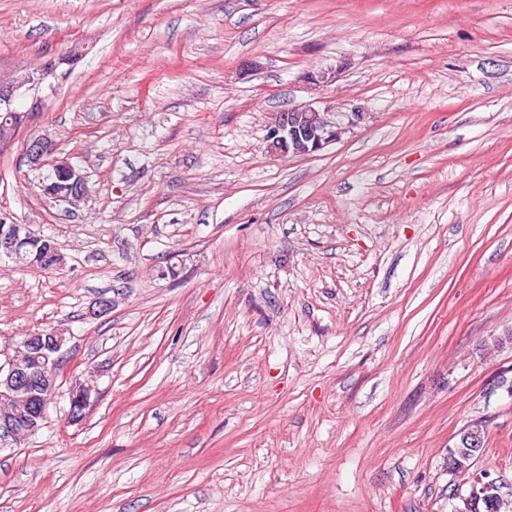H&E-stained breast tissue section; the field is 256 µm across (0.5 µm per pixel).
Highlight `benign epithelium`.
Listing matches in <instances>:
<instances>
[{
  "instance_id": "1",
  "label": "benign epithelium",
  "mask_w": 512,
  "mask_h": 512,
  "mask_svg": "<svg viewBox=\"0 0 512 512\" xmlns=\"http://www.w3.org/2000/svg\"><path fill=\"white\" fill-rule=\"evenodd\" d=\"M55 71L53 62H46L40 68L26 73L22 78L0 80V112H6L11 123V131L0 139V146L12 144L21 129L25 128L33 112L38 110V100H32L31 107L19 111L15 101L29 94ZM340 131L327 120L325 111L312 102L276 113L267 127L266 142L268 151L274 156H285L288 144L304 145V155H313L339 138ZM53 142L46 138H36L27 143L23 160L31 168H41L50 163L57 169L64 184L60 189L55 185L44 186V193L51 198L71 204L85 198L86 177L67 158H51ZM38 245L36 259L47 268H57L63 256L56 245L46 238L29 230L21 231L19 225L9 221L6 215L0 216V257L14 260L29 252V243ZM65 339L56 330L33 333L12 348L3 352L0 362V405L20 402L21 406L13 414H0V442L11 440L16 443L32 436L41 428L45 414L51 405L60 376L64 355L61 352ZM92 386L84 383L72 390V403L69 418L80 421L89 405ZM454 452L448 456V470L455 473L471 472L482 452L481 430L466 427L458 433ZM500 489L498 479L487 471L472 472V481L467 494H457L461 505L455 512H481L480 506L487 503L491 493Z\"/></svg>"
}]
</instances>
